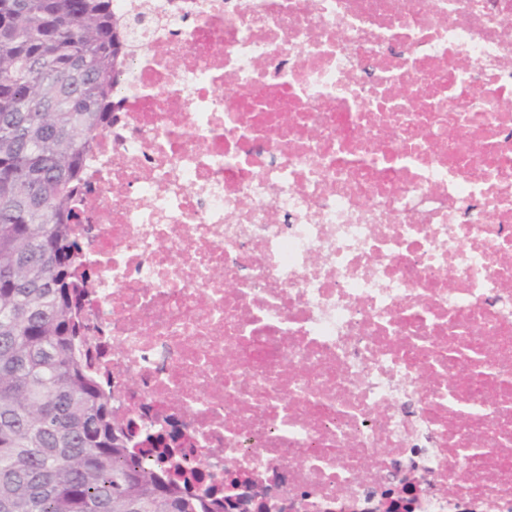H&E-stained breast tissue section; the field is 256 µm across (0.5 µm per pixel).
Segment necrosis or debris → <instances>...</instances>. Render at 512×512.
Listing matches in <instances>:
<instances>
[{
	"label": "necrosis or debris",
	"mask_w": 512,
	"mask_h": 512,
	"mask_svg": "<svg viewBox=\"0 0 512 512\" xmlns=\"http://www.w3.org/2000/svg\"><path fill=\"white\" fill-rule=\"evenodd\" d=\"M89 343L267 512H512V0H114Z\"/></svg>",
	"instance_id": "4bbe7bcc"
}]
</instances>
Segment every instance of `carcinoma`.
Segmentation results:
<instances>
[{
    "label": "carcinoma",
    "instance_id": "obj_1",
    "mask_svg": "<svg viewBox=\"0 0 512 512\" xmlns=\"http://www.w3.org/2000/svg\"><path fill=\"white\" fill-rule=\"evenodd\" d=\"M113 0H0V512H208L129 452L79 345L73 205L130 50Z\"/></svg>",
    "mask_w": 512,
    "mask_h": 512
}]
</instances>
